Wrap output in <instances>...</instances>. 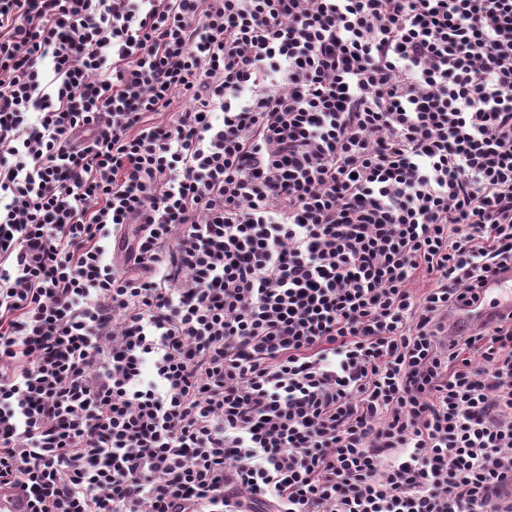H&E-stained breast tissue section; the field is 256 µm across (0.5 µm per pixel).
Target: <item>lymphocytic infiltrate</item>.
Masks as SVG:
<instances>
[{
  "instance_id": "f902f5d3",
  "label": "lymphocytic infiltrate",
  "mask_w": 512,
  "mask_h": 512,
  "mask_svg": "<svg viewBox=\"0 0 512 512\" xmlns=\"http://www.w3.org/2000/svg\"><path fill=\"white\" fill-rule=\"evenodd\" d=\"M507 268L512 0H0L29 512H512ZM500 304L499 307H487L483 312L472 315L461 316L460 319L493 318L503 312L512 311V271L500 273L490 278L484 288Z\"/></svg>"
}]
</instances>
